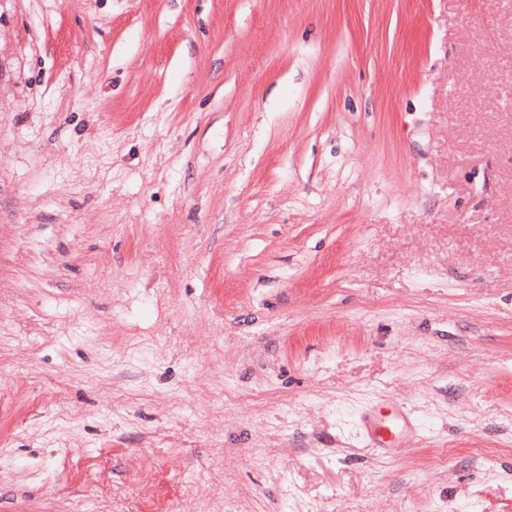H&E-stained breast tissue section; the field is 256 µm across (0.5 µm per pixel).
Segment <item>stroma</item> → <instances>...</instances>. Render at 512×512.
Listing matches in <instances>:
<instances>
[{"label":"stroma","mask_w":512,"mask_h":512,"mask_svg":"<svg viewBox=\"0 0 512 512\" xmlns=\"http://www.w3.org/2000/svg\"><path fill=\"white\" fill-rule=\"evenodd\" d=\"M0 512H512V0H0ZM359 430L372 448L390 456L421 438L422 425L403 404L378 401L359 418Z\"/></svg>","instance_id":"stroma-1"}]
</instances>
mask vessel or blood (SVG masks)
<instances>
[{
  "label": "vessel or blood",
  "instance_id": "1",
  "mask_svg": "<svg viewBox=\"0 0 512 512\" xmlns=\"http://www.w3.org/2000/svg\"><path fill=\"white\" fill-rule=\"evenodd\" d=\"M359 430L368 443L389 456L422 436V425L401 404L379 401L370 405L359 418Z\"/></svg>",
  "mask_w": 512,
  "mask_h": 512
}]
</instances>
